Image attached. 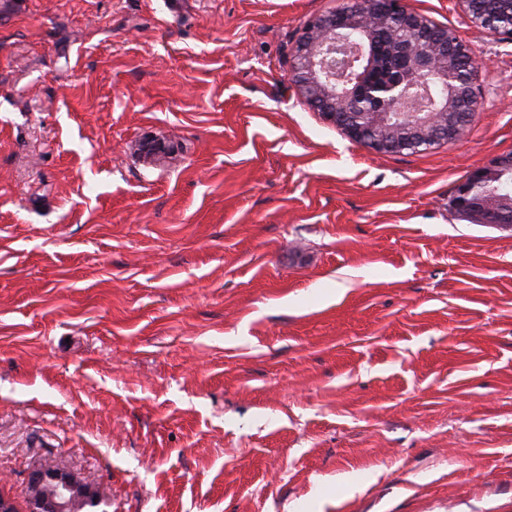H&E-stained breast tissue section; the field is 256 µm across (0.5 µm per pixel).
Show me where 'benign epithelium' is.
<instances>
[{
  "label": "benign epithelium",
  "mask_w": 512,
  "mask_h": 512,
  "mask_svg": "<svg viewBox=\"0 0 512 512\" xmlns=\"http://www.w3.org/2000/svg\"><path fill=\"white\" fill-rule=\"evenodd\" d=\"M478 24L512 39V29L494 24L486 7L473 0H460ZM399 27L413 35L397 43L406 61L407 77L386 88L384 109L358 111L361 89L337 83L334 66L336 45L357 32L367 39L358 46L359 59H373L372 39L379 30ZM476 64L472 50L448 27L410 8L407 0H352L349 6L311 18L292 51L289 81L330 124L352 141L379 153L427 152L460 141L480 108L474 87ZM428 74L439 75L448 85V96L429 104L392 112L406 97L398 92L403 84L415 85ZM512 171V153L495 158L489 168L473 171L459 183L452 208L477 224L512 230V214L503 211L507 202L497 197L493 179ZM53 485L55 495L38 491ZM24 507L9 495H0V512H70L73 504L98 491L84 483L69 467H36L30 470Z\"/></svg>",
  "instance_id": "7a95c632"
}]
</instances>
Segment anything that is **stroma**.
Here are the masks:
<instances>
[{
	"label": "stroma",
	"instance_id": "35a3bbf8",
	"mask_svg": "<svg viewBox=\"0 0 512 512\" xmlns=\"http://www.w3.org/2000/svg\"><path fill=\"white\" fill-rule=\"evenodd\" d=\"M463 140L377 153L288 81L337 0H0V489L105 512H512V39ZM512 153L498 156L490 168H479L459 183L452 198V208L476 224L500 229L512 230V214L504 212L505 205L495 194L492 181L499 175L507 173L505 178L512 182ZM511 172V173H508ZM53 485L55 495L42 497L38 491L43 485ZM26 487L32 488L25 495L24 507L19 508L16 501L4 492L0 497L1 512H68L73 510V504L80 500H87L96 495V501L101 503L97 489H92L84 483L69 467L58 465L51 468L36 467L30 470Z\"/></svg>",
	"mask_w": 512,
	"mask_h": 512
}]
</instances>
